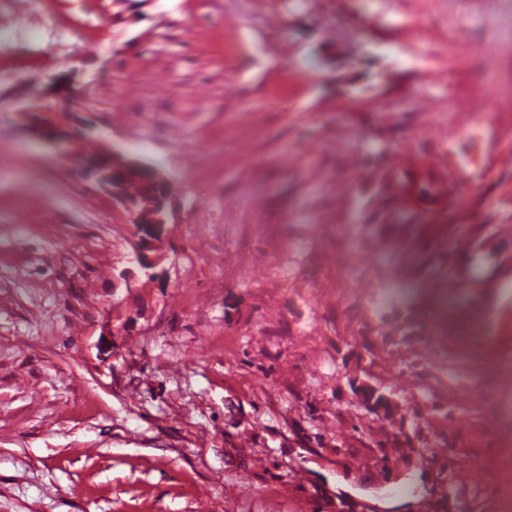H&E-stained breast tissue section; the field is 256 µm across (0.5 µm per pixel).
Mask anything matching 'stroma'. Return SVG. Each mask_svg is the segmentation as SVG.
Returning <instances> with one entry per match:
<instances>
[{
    "label": "stroma",
    "instance_id": "35a3bbf8",
    "mask_svg": "<svg viewBox=\"0 0 512 512\" xmlns=\"http://www.w3.org/2000/svg\"><path fill=\"white\" fill-rule=\"evenodd\" d=\"M23 2L0 87L69 76L176 219L145 285L0 100V512H512V282L458 251L512 225V0ZM386 190L392 199L398 200L404 205H408L413 202H435L447 191V186L445 184L439 185L432 179L424 180L418 178L410 180L405 178L398 184H389ZM512 237L511 224H498L493 233L482 239H470L463 242L459 252L464 254L469 261V280L482 288H499V280L488 275L486 257L499 241H510Z\"/></svg>",
    "mask_w": 512,
    "mask_h": 512
}]
</instances>
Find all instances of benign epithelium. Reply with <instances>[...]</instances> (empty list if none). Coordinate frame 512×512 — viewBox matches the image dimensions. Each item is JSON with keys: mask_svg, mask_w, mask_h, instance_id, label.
I'll return each instance as SVG.
<instances>
[{"mask_svg": "<svg viewBox=\"0 0 512 512\" xmlns=\"http://www.w3.org/2000/svg\"><path fill=\"white\" fill-rule=\"evenodd\" d=\"M79 110L80 106L72 99V89L64 85L51 89L39 102L23 105L20 114L32 138L61 153L71 141L82 143L74 174L132 216L138 237L132 262L143 271L145 283L150 284L159 278L156 268L161 255L156 253L157 243L167 235L168 224L172 223L169 180L147 161L111 147L79 127L75 120ZM131 181L141 187L140 196L136 198L127 192Z\"/></svg>", "mask_w": 512, "mask_h": 512, "instance_id": "7a95c632", "label": "benign epithelium"}]
</instances>
